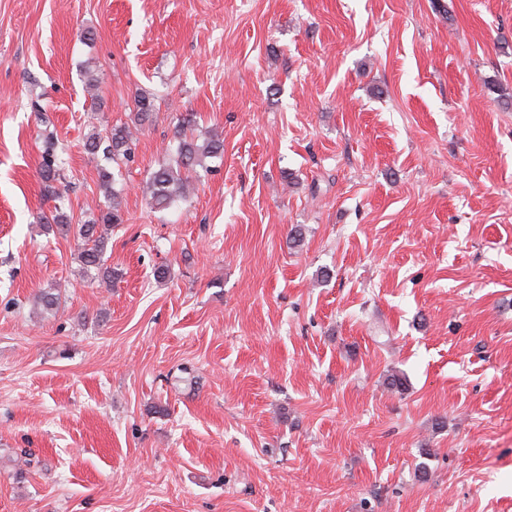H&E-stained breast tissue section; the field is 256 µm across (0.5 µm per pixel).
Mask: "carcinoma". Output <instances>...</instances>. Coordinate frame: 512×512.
<instances>
[{"instance_id":"1","label":"carcinoma","mask_w":512,"mask_h":512,"mask_svg":"<svg viewBox=\"0 0 512 512\" xmlns=\"http://www.w3.org/2000/svg\"><path fill=\"white\" fill-rule=\"evenodd\" d=\"M136 106L138 112L134 125L115 126L103 135L94 132L87 137L85 150L97 162L100 187L105 197L112 200V208L82 224L72 225L68 200L51 189L50 182L56 180L58 172L65 164L62 153L52 144L43 151L41 178L54 202L50 215L43 218V223L48 230L54 228L65 233L72 231L81 240L79 258L82 275L92 282L112 283V268L105 266L103 255L112 227L123 223L120 196L114 191L112 164L122 159L131 160L136 133L139 126L151 118L153 102L142 95L138 97ZM192 122V115L189 114L175 130L174 160L159 164L145 180L143 192L147 202L154 208L167 209L194 195L202 183L201 172L208 171V167L204 166V159L224 153V140L211 136L199 143L187 134Z\"/></svg>"}]
</instances>
